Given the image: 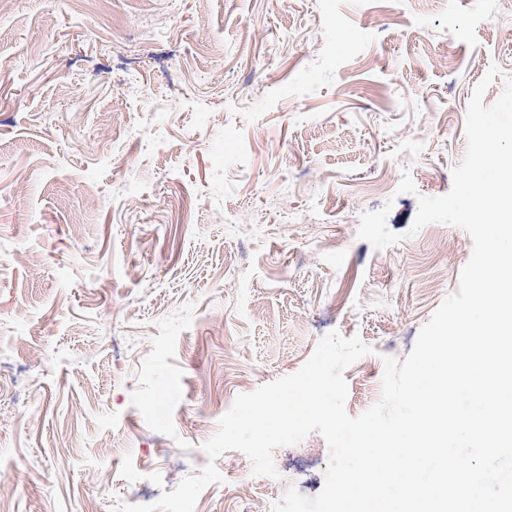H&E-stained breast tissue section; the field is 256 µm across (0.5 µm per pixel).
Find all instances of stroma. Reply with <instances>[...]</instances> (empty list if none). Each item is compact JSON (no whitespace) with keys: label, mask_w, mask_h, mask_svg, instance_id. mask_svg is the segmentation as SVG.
I'll use <instances>...</instances> for the list:
<instances>
[{"label":"stroma","mask_w":512,"mask_h":512,"mask_svg":"<svg viewBox=\"0 0 512 512\" xmlns=\"http://www.w3.org/2000/svg\"><path fill=\"white\" fill-rule=\"evenodd\" d=\"M512 80V0H0V512H115L175 488L236 397L335 331L380 402L473 243L409 229ZM416 191L398 193L403 174ZM391 204L402 242L359 216ZM277 477L231 450L194 512L320 493L311 433Z\"/></svg>","instance_id":"stroma-1"}]
</instances>
